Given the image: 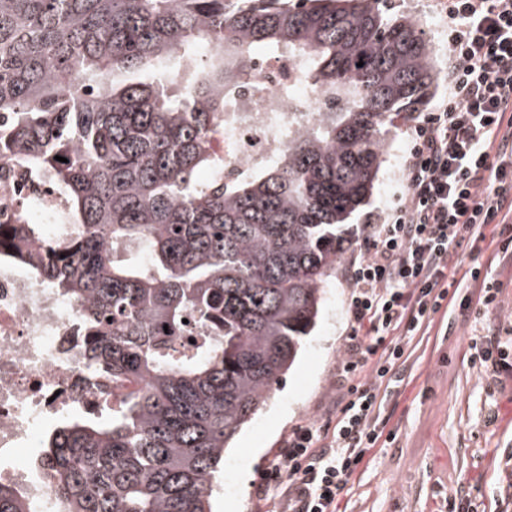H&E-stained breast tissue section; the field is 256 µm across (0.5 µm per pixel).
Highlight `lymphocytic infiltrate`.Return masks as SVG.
<instances>
[{
    "mask_svg": "<svg viewBox=\"0 0 512 512\" xmlns=\"http://www.w3.org/2000/svg\"><path fill=\"white\" fill-rule=\"evenodd\" d=\"M429 2L448 37L447 90L407 113L404 188L367 216L361 255L347 264L336 423L289 433L256 490L259 506L273 487L279 512H339L340 492L381 443L379 390L397 381L413 337L429 335L441 310L467 320L497 303L499 284L481 265L460 269V252L490 238L512 259V0ZM472 287L474 303L461 296Z\"/></svg>",
    "mask_w": 512,
    "mask_h": 512,
    "instance_id": "obj_1",
    "label": "lymphocytic infiltrate"
}]
</instances>
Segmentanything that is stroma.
<instances>
[{"mask_svg": "<svg viewBox=\"0 0 512 512\" xmlns=\"http://www.w3.org/2000/svg\"><path fill=\"white\" fill-rule=\"evenodd\" d=\"M378 6L388 16L418 18L434 69L444 74L448 38L427 0H379ZM405 150L402 128L394 126L371 194L349 219L344 256L358 251L366 215L384 209L402 190ZM497 252V243L485 241L462 254L463 266L482 265L500 283L498 304L466 323L437 316L430 335L413 338L402 382L384 400L386 427L396 439L358 468L340 494L341 512H451L460 498L470 500L473 512H512V366L482 369L470 360L472 343L491 330L512 350V262L497 261ZM348 293L345 268L337 266L296 363L226 450L213 512H255L256 487L288 433L308 423H335Z\"/></svg>", "mask_w": 512, "mask_h": 512, "instance_id": "35a3bbf8", "label": "stroma"}]
</instances>
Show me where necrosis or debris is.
Listing matches in <instances>:
<instances>
[{"instance_id":"4bbe7bcc","label":"necrosis or debris","mask_w":512,"mask_h":512,"mask_svg":"<svg viewBox=\"0 0 512 512\" xmlns=\"http://www.w3.org/2000/svg\"><path fill=\"white\" fill-rule=\"evenodd\" d=\"M254 84L237 87L233 109L211 140L222 156L225 177H233L281 153L290 133L316 122L327 97L304 78L287 56H263ZM61 196L47 180L22 167L0 165V229L36 224V246L48 249L59 232ZM85 320L80 307L34 278L25 265L0 263V484L19 489L29 512H56L55 497L18 449H37L42 436L74 407L98 410L105 396L136 390L135 382L113 386L83 362Z\"/></svg>"}]
</instances>
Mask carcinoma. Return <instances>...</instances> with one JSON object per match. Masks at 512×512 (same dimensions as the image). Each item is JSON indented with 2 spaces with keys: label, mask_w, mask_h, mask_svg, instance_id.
<instances>
[{
  "label": "carcinoma",
  "mask_w": 512,
  "mask_h": 512,
  "mask_svg": "<svg viewBox=\"0 0 512 512\" xmlns=\"http://www.w3.org/2000/svg\"><path fill=\"white\" fill-rule=\"evenodd\" d=\"M264 47L330 107L226 180L209 138ZM433 78L418 23L371 0H0V163L43 173L66 220L48 254L35 224L0 254L80 305L89 366L141 382L45 436L64 512H211L225 450L313 331L390 128ZM0 512L29 508L0 484Z\"/></svg>",
  "instance_id": "carcinoma-1"
}]
</instances>
